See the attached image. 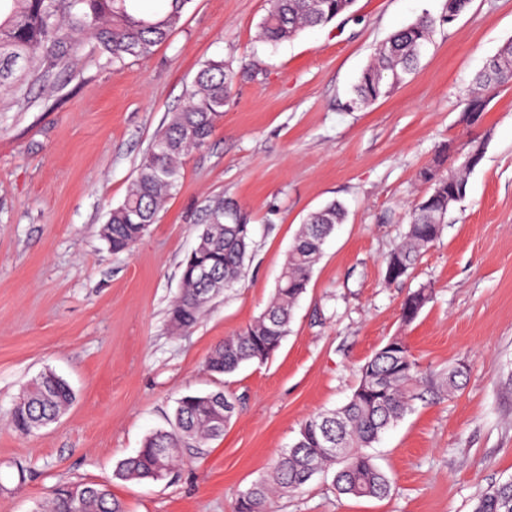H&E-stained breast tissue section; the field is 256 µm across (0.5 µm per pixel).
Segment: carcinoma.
<instances>
[{
  "label": "carcinoma",
  "instance_id": "cac0c4a2",
  "mask_svg": "<svg viewBox=\"0 0 512 512\" xmlns=\"http://www.w3.org/2000/svg\"><path fill=\"white\" fill-rule=\"evenodd\" d=\"M143 0H0V92L20 94L25 86L53 83L57 74L77 59L86 37L94 38L106 64L128 58L144 59L177 28L192 0H159L161 7L147 14ZM354 0H270L260 23V37L277 44L306 29L322 27L346 13ZM442 19L425 14L390 36L376 49L362 70L349 101L352 109L368 108L388 96L419 65L430 34ZM512 82V40L491 57L478 74L472 101L486 103L485 92ZM232 72L222 60H211L197 72L183 104L170 113L151 148L142 157L123 202L112 208L102 235L116 252L131 250L155 223L162 205L177 191L182 161L205 147L224 116V102ZM487 138L464 144L459 167L446 170L448 144L433 164L419 173L428 192L413 206L402 240L386 258L384 278L389 284L409 276L423 252L442 234L448 215V194L464 199L467 173L482 160ZM345 210L333 201L308 215L284 263L271 299L252 322L227 336L207 359L215 374H231L250 361L262 363L288 335L292 311L307 291L325 240L345 221ZM253 253V225L235 216L222 228L202 224L197 247L182 264V288L169 310V322L179 331L194 328L210 298L238 283ZM212 272L203 281L195 267ZM432 299L428 288L409 293L401 305V320L413 322ZM359 380L348 401L338 409L305 419L295 442L281 451L271 472L239 498L236 512H269L270 503L305 486L314 475L336 469L339 493L382 499L391 480L374 462L368 449L401 420L420 396L421 388L451 392L460 387V367L434 380L423 374L411 347L401 336L391 337L359 366ZM75 401L70 384L52 371L36 377L11 415L13 427L29 434L39 421H52ZM232 396L215 390L200 396H182L173 427L149 434L142 447L122 460L116 475L128 481L163 480L161 464L177 467V449L202 448L221 437L234 411L224 402ZM76 489L75 501L70 490ZM48 512H126L123 503L104 484L73 482L51 491ZM473 512H512V480L484 491Z\"/></svg>",
  "mask_w": 512,
  "mask_h": 512
}]
</instances>
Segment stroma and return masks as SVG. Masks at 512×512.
<instances>
[{"mask_svg":"<svg viewBox=\"0 0 512 512\" xmlns=\"http://www.w3.org/2000/svg\"><path fill=\"white\" fill-rule=\"evenodd\" d=\"M268 0H192L180 26L144 60L105 63L85 38L54 85L15 101L0 94V512H33L67 482L105 483L127 512H233L309 416L341 406L357 369L390 337H406L439 375L464 365L461 390L425 395L375 444L392 480L383 500L339 494L315 476L272 512H472L512 478V84L463 123L485 61L512 40V0H471L438 25L416 72L366 109L348 106L375 48L445 0H354L332 23L269 44ZM233 73L224 119L194 151L175 195L128 252L102 238L112 207L199 68ZM486 136L465 199L412 274L384 280L419 170L444 145ZM347 210L323 246L288 335L262 363L207 371L213 348L270 299L293 238L331 201ZM241 208L254 226L246 276L175 331L168 309L205 210ZM433 299L410 325L406 295ZM52 369L75 403L23 435L10 417L31 380ZM224 390L239 408L222 438L184 448L166 480L125 481L118 463L169 427L183 395Z\"/></svg>","mask_w":512,"mask_h":512,"instance_id":"obj_1","label":"stroma"}]
</instances>
